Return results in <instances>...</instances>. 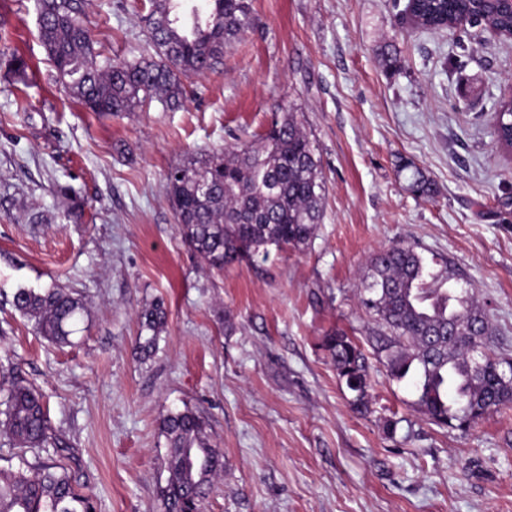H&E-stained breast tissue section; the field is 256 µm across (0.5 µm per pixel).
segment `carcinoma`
Listing matches in <instances>:
<instances>
[{"instance_id":"obj_1","label":"carcinoma","mask_w":512,"mask_h":512,"mask_svg":"<svg viewBox=\"0 0 512 512\" xmlns=\"http://www.w3.org/2000/svg\"><path fill=\"white\" fill-rule=\"evenodd\" d=\"M250 3L148 0L140 21L151 52L115 60L95 48L84 0H37L39 39L70 97L90 111L121 115L153 101L175 110L186 94L183 78L222 64L224 51L250 28ZM415 12L425 29L470 17L495 33L512 28L505 0H418ZM496 111L499 138L509 142L512 105L501 102ZM166 180L184 242L218 272L259 253L307 245L321 221L326 191L314 142L293 113L277 119L259 145L211 150L171 168ZM450 281L414 247L396 244L370 257L359 301L383 327L367 343L391 379L411 385L413 405L430 421L465 430L511 406L512 383L503 381L502 360L492 352L480 369H472V351L489 349L493 329L472 289L450 287ZM10 304L54 344L70 343L71 326L85 311L76 292L60 283L20 287ZM165 322L160 303L140 312V357L156 351ZM324 346L351 392L350 407L368 410L369 365L361 346L343 332L325 337ZM0 432L34 456L32 462L20 458L16 469H0V512H94L91 498L68 473L42 457L56 439L36 389L21 380L0 387ZM163 432L165 512H200L224 468L219 452L187 407L168 413ZM185 452L195 466L183 463Z\"/></svg>"}]
</instances>
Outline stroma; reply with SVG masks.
<instances>
[{"label": "stroma", "instance_id": "1", "mask_svg": "<svg viewBox=\"0 0 512 512\" xmlns=\"http://www.w3.org/2000/svg\"><path fill=\"white\" fill-rule=\"evenodd\" d=\"M253 26L176 110L101 116L69 97L38 40L35 0H0V385L44 394L58 451L96 512H164L162 422L202 417L224 472L201 512H512V406L466 431L412 408L370 363L354 412L323 347L378 327L358 304L369 257L396 243L468 280L495 352L512 358V154L494 132L512 98V40L399 22L395 0H252ZM140 0H87L115 59L145 47ZM395 46L399 70L379 53ZM296 113L326 195L307 246L209 271L184 243L166 174L255 142ZM433 195L410 188L412 169ZM81 221H66L69 208ZM47 211L49 224L30 223ZM61 282L86 312L70 344L37 335L6 294ZM163 303L156 353L139 314Z\"/></svg>", "mask_w": 512, "mask_h": 512}]
</instances>
